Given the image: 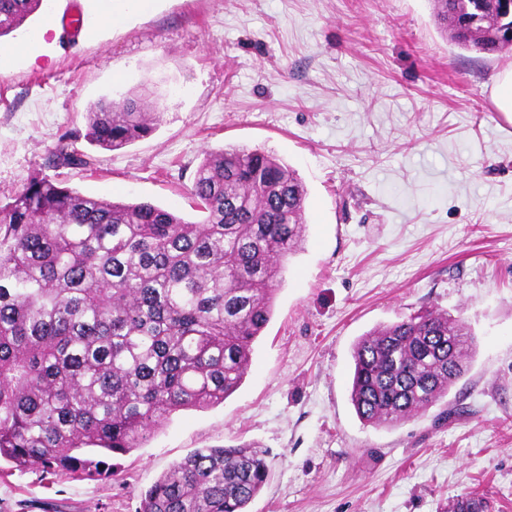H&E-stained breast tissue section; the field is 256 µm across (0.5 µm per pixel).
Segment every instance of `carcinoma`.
<instances>
[{
  "instance_id": "1",
  "label": "carcinoma",
  "mask_w": 512,
  "mask_h": 512,
  "mask_svg": "<svg viewBox=\"0 0 512 512\" xmlns=\"http://www.w3.org/2000/svg\"><path fill=\"white\" fill-rule=\"evenodd\" d=\"M41 2L0 0V37ZM433 2L455 45L501 54L512 42L503 0ZM157 121L133 100L103 101L84 138L117 151ZM54 161L89 166L67 144ZM190 193L200 222L47 177L0 202L1 460L99 476L88 455L140 448L172 413L239 388L304 242L306 190L276 155L232 148L205 154ZM473 344L461 319L434 311L368 332L353 349L357 415L391 427L426 410L465 374ZM268 478L260 448L196 449L141 495L139 512H247Z\"/></svg>"
}]
</instances>
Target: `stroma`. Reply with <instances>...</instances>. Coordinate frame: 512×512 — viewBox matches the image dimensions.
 <instances>
[{
    "label": "stroma",
    "mask_w": 512,
    "mask_h": 512,
    "mask_svg": "<svg viewBox=\"0 0 512 512\" xmlns=\"http://www.w3.org/2000/svg\"><path fill=\"white\" fill-rule=\"evenodd\" d=\"M91 24L65 29L73 6ZM35 56L0 60V200L49 177L189 221L205 154L262 149L306 189L307 231L251 365L224 403L173 413L143 447L71 480L0 463V512H138L199 448L252 444L271 478L249 512H512V122L495 75L512 53L452 44L431 0H157L111 28L95 0H53ZM142 96L156 130L90 145L99 100ZM68 144L94 160L58 167ZM427 310L476 347L436 405L392 427L350 401L353 347Z\"/></svg>",
    "instance_id": "35a3bbf8"
}]
</instances>
